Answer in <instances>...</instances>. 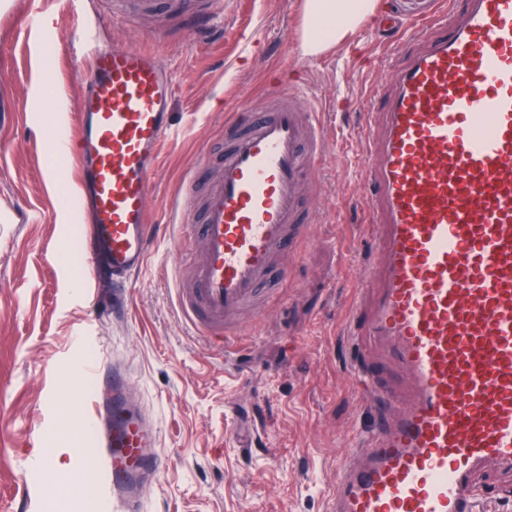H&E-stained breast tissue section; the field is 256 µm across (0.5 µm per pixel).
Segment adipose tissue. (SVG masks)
<instances>
[{
    "instance_id": "obj_1",
    "label": "adipose tissue",
    "mask_w": 512,
    "mask_h": 512,
    "mask_svg": "<svg viewBox=\"0 0 512 512\" xmlns=\"http://www.w3.org/2000/svg\"><path fill=\"white\" fill-rule=\"evenodd\" d=\"M374 7L375 0H305L307 47L316 50L339 42Z\"/></svg>"
}]
</instances>
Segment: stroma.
I'll return each instance as SVG.
<instances>
[{
    "instance_id": "35a3bbf8",
    "label": "stroma",
    "mask_w": 512,
    "mask_h": 512,
    "mask_svg": "<svg viewBox=\"0 0 512 512\" xmlns=\"http://www.w3.org/2000/svg\"><path fill=\"white\" fill-rule=\"evenodd\" d=\"M448 0H377L344 39L309 54L304 0H224V24L192 14L114 18L103 0H0V512H75L82 472L68 486L42 472L46 448L81 446L88 406L69 399L81 357L121 365L156 422L165 464L145 512H326L340 460L368 419L352 378L344 323L371 252L363 214V124L373 88L391 76L404 26ZM91 29L161 57L174 76L175 136L155 172L157 228L113 320L73 286L70 215L55 204L75 188L73 165L44 142L74 112L88 75ZM299 88L323 113L332 149L316 182L309 243L258 317L219 339L196 335L177 301L172 238L177 199L207 149L222 144L237 108H262L273 87Z\"/></svg>"
}]
</instances>
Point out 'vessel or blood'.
Wrapping results in <instances>:
<instances>
[{
  "label": "vessel or blood",
  "instance_id": "1",
  "mask_svg": "<svg viewBox=\"0 0 512 512\" xmlns=\"http://www.w3.org/2000/svg\"><path fill=\"white\" fill-rule=\"evenodd\" d=\"M84 39L94 48L75 129L51 136L79 180L58 205L81 223L77 289L108 280L118 315L148 260L174 82L148 51ZM399 54L365 123L373 254L346 322L372 423L338 467L327 512H482L489 495L475 474L512 476V0H451L406 32ZM329 149L319 113L278 87L268 108L225 124L218 169L197 163L173 238L202 246L177 267L198 335L223 331L287 281L289 255L310 237L301 187ZM72 376V400L80 379L93 385L79 453L99 477L91 491L141 512L164 465L155 424L123 368L94 361Z\"/></svg>",
  "mask_w": 512,
  "mask_h": 512
}]
</instances>
